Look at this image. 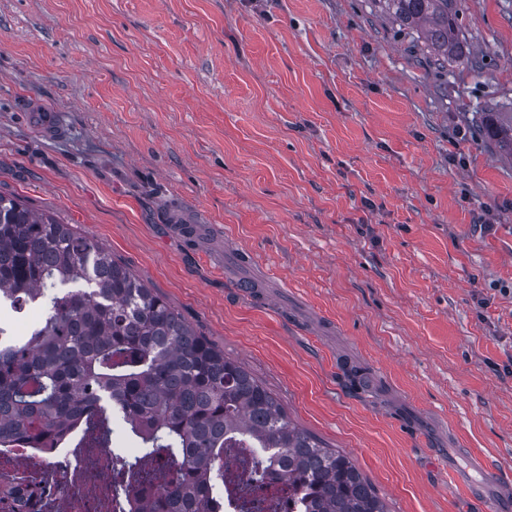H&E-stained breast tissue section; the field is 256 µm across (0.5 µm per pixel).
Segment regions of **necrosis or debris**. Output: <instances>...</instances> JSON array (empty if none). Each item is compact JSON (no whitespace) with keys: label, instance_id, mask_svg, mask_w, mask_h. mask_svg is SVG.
I'll use <instances>...</instances> for the list:
<instances>
[{"label":"necrosis or debris","instance_id":"4bbe7bcc","mask_svg":"<svg viewBox=\"0 0 512 512\" xmlns=\"http://www.w3.org/2000/svg\"><path fill=\"white\" fill-rule=\"evenodd\" d=\"M268 453L227 451L224 512H303L302 493L284 479L251 477ZM176 477L164 458L147 460L144 473L121 469L111 446L86 438L47 452L19 444L0 447V512H117L127 494L170 487Z\"/></svg>","mask_w":512,"mask_h":512}]
</instances>
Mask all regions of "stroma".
<instances>
[{
    "label": "stroma",
    "instance_id": "35a3bbf8",
    "mask_svg": "<svg viewBox=\"0 0 512 512\" xmlns=\"http://www.w3.org/2000/svg\"><path fill=\"white\" fill-rule=\"evenodd\" d=\"M458 8L476 72L376 0H0V191L111 251L389 512H482L453 455L512 485V157L474 127L512 101V0Z\"/></svg>",
    "mask_w": 512,
    "mask_h": 512
}]
</instances>
